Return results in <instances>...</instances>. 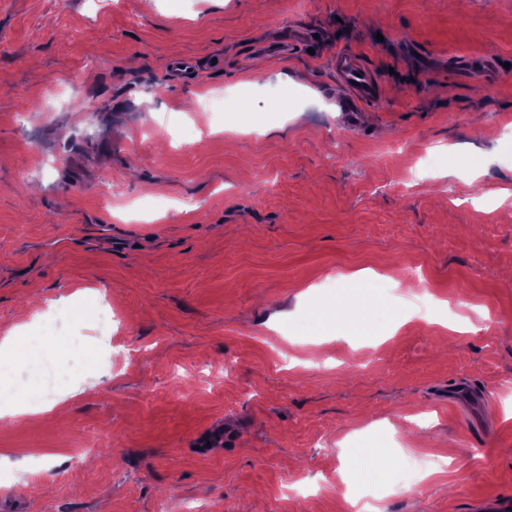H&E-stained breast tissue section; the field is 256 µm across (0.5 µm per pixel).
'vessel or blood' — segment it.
Wrapping results in <instances>:
<instances>
[{"label": "vessel or blood", "instance_id": "obj_1", "mask_svg": "<svg viewBox=\"0 0 512 512\" xmlns=\"http://www.w3.org/2000/svg\"><path fill=\"white\" fill-rule=\"evenodd\" d=\"M333 65L336 80L345 89L339 106L342 111L347 112L351 122H358L368 104L377 101L379 83L358 55L352 51L337 50L333 57Z\"/></svg>", "mask_w": 512, "mask_h": 512}]
</instances>
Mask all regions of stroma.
Instances as JSON below:
<instances>
[{
    "label": "stroma",
    "instance_id": "stroma-1",
    "mask_svg": "<svg viewBox=\"0 0 512 512\" xmlns=\"http://www.w3.org/2000/svg\"><path fill=\"white\" fill-rule=\"evenodd\" d=\"M339 48L380 80L355 128ZM487 55L512 62V0H0V501L475 512L512 493V199L473 204L464 180L512 188V69L469 72ZM212 94L238 105L184 110ZM106 299L118 345L79 366ZM58 306L84 314L45 340L60 385L34 413L26 342Z\"/></svg>",
    "mask_w": 512,
    "mask_h": 512
}]
</instances>
